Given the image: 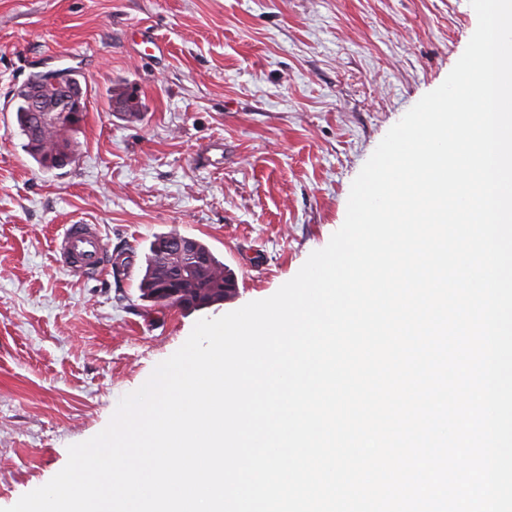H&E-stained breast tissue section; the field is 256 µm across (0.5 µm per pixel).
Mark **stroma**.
<instances>
[{"mask_svg":"<svg viewBox=\"0 0 512 512\" xmlns=\"http://www.w3.org/2000/svg\"><path fill=\"white\" fill-rule=\"evenodd\" d=\"M476 26L469 0H0V101L41 62L76 68L87 97L62 169L0 111V512L198 320L272 296L328 244L365 162ZM146 34L163 55L142 57ZM128 90L139 118L113 108ZM69 224L100 226L97 277L54 261ZM170 232L208 243L235 293L202 310L142 301L149 244Z\"/></svg>","mask_w":512,"mask_h":512,"instance_id":"1","label":"stroma"}]
</instances>
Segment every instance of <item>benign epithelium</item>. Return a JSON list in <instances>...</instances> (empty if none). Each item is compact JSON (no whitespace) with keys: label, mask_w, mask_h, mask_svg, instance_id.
<instances>
[{"label":"benign epithelium","mask_w":512,"mask_h":512,"mask_svg":"<svg viewBox=\"0 0 512 512\" xmlns=\"http://www.w3.org/2000/svg\"><path fill=\"white\" fill-rule=\"evenodd\" d=\"M38 74L44 80L29 85L28 112L39 117L50 106L61 115L69 112L84 111L85 96L83 90L64 72H51L39 67ZM159 249L166 254L161 268L162 281L158 286L164 288L176 305L188 309H204L216 304L214 300L193 298L198 292L197 283L208 275L206 256L196 239L188 236H173L163 241Z\"/></svg>","instance_id":"benign-epithelium-1"}]
</instances>
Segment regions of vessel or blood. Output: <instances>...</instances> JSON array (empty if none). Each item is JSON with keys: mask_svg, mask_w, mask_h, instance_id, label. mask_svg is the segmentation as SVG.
Here are the masks:
<instances>
[{"mask_svg": "<svg viewBox=\"0 0 512 512\" xmlns=\"http://www.w3.org/2000/svg\"><path fill=\"white\" fill-rule=\"evenodd\" d=\"M57 264L72 275H96L107 265L108 251L94 224H70L55 240Z\"/></svg>", "mask_w": 512, "mask_h": 512, "instance_id": "vessel-or-blood-1", "label": "vessel or blood"}]
</instances>
